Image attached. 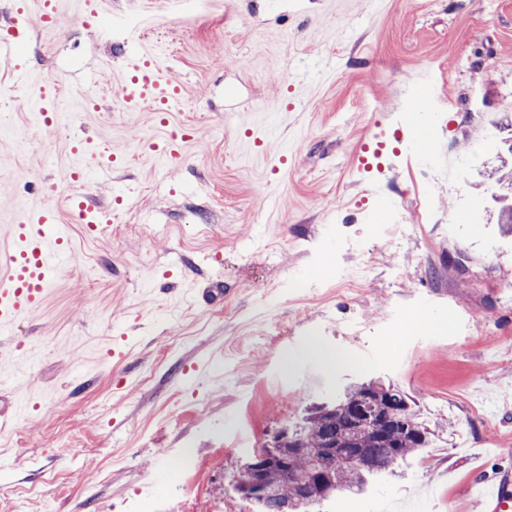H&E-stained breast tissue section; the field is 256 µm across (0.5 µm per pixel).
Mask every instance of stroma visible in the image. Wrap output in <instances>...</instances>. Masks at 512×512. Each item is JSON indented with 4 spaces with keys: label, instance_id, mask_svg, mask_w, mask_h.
I'll use <instances>...</instances> for the list:
<instances>
[{
    "label": "stroma",
    "instance_id": "obj_1",
    "mask_svg": "<svg viewBox=\"0 0 512 512\" xmlns=\"http://www.w3.org/2000/svg\"><path fill=\"white\" fill-rule=\"evenodd\" d=\"M114 24L85 30L63 0L53 30L31 26L0 59V225L54 183L71 260L0 346L37 352L46 399L14 422L0 384V512H126L177 483L200 512H254L237 490L249 457L305 407L380 379L434 431L429 448L322 512H483L478 483L512 473V237L482 183L512 135V0H100ZM148 49L185 90L159 122L119 97ZM55 83L45 127L15 66ZM427 73L428 112L411 109ZM100 81L95 106L83 96ZM436 132L441 157L385 151L359 173L375 121ZM271 136L254 145L252 132ZM186 133L166 167L136 139ZM82 153H74L75 144ZM285 147L287 163L271 148ZM126 155L112 167L108 156ZM91 158L80 186L65 173ZM138 184V198L119 201ZM112 221L88 232L74 193ZM426 195L442 222L422 234ZM220 288L218 303L194 301ZM193 449L198 473L167 466Z\"/></svg>",
    "mask_w": 512,
    "mask_h": 512
}]
</instances>
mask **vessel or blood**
Returning a JSON list of instances; mask_svg holds the SVG:
<instances>
[{
  "mask_svg": "<svg viewBox=\"0 0 512 512\" xmlns=\"http://www.w3.org/2000/svg\"><path fill=\"white\" fill-rule=\"evenodd\" d=\"M26 24L10 28L0 35V57H13L25 39ZM53 83L42 81L31 85V99L38 106L45 124L56 118L53 110ZM120 98L126 109L151 106L155 112L166 113L183 102L182 87L164 75L159 60L142 54L120 87ZM184 139L170 134L163 144L140 142L142 152L164 163L180 157ZM53 187L43 186L44 200L34 218L22 220L0 229L10 238L13 248L0 257V332L9 330L16 320L38 309L45 300L49 286L69 254V243L59 224L58 211L51 201ZM487 496L491 512H512V480L503 478L490 485Z\"/></svg>",
  "mask_w": 512,
  "mask_h": 512,
  "instance_id": "obj_1",
  "label": "vessel or blood"
}]
</instances>
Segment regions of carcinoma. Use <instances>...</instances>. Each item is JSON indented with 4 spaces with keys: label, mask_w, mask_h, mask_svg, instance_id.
Returning <instances> with one entry per match:
<instances>
[{
    "label": "carcinoma",
    "mask_w": 512,
    "mask_h": 512,
    "mask_svg": "<svg viewBox=\"0 0 512 512\" xmlns=\"http://www.w3.org/2000/svg\"><path fill=\"white\" fill-rule=\"evenodd\" d=\"M489 187L493 188L491 199L506 215L504 223L512 224L509 196L499 193L512 187L508 171L501 170ZM364 407L371 410L373 422L358 421L357 413ZM428 444L429 431L405 394L390 384L370 380L347 388L331 403L307 411L300 424L288 428L269 447L285 465L257 473L268 488L266 495L256 497L254 489L245 485L248 464L241 472L238 490L253 503L256 512H315L336 492L362 488L370 478L387 472ZM295 448L306 449V455H293ZM326 448L337 449L336 456L324 459L328 477L321 482L307 479V465Z\"/></svg>",
    "instance_id": "1"
}]
</instances>
